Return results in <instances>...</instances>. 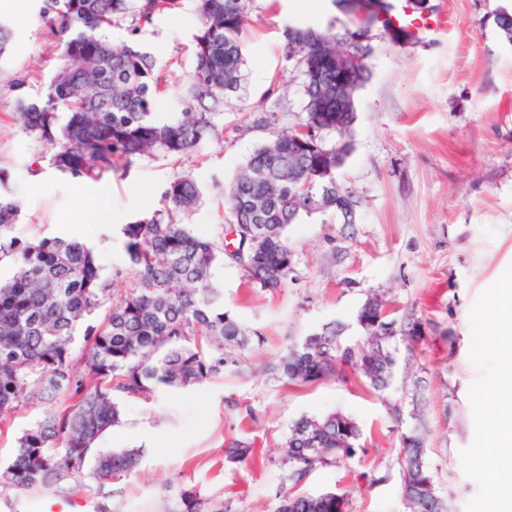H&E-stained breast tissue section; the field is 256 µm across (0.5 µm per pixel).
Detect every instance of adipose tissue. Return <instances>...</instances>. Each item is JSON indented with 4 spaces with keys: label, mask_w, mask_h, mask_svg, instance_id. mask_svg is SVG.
<instances>
[{
    "label": "adipose tissue",
    "mask_w": 512,
    "mask_h": 512,
    "mask_svg": "<svg viewBox=\"0 0 512 512\" xmlns=\"http://www.w3.org/2000/svg\"><path fill=\"white\" fill-rule=\"evenodd\" d=\"M496 329L494 347L502 358L504 376L501 387L487 396V402L495 412L492 424L494 452L487 460L496 463L495 451L504 443H512V278L502 285V294L494 313Z\"/></svg>",
    "instance_id": "adipose-tissue-1"
}]
</instances>
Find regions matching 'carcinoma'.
<instances>
[{"mask_svg": "<svg viewBox=\"0 0 512 512\" xmlns=\"http://www.w3.org/2000/svg\"><path fill=\"white\" fill-rule=\"evenodd\" d=\"M39 15L60 36L66 64L52 76L46 98L19 100L23 130L53 145V165L72 179L102 178L130 169L144 156L180 158L217 127L224 96L235 91L244 64L240 37L248 0H197L202 23L194 36L193 70L187 79V108L175 121L156 117L161 87L155 59L127 43L117 46L107 32L130 12L140 27L181 0H37ZM288 60L304 77L305 116L311 145L274 131L224 191L236 238L195 234L173 218L193 209L201 190L176 175L162 193L161 208L149 218L122 225L137 284L112 289L92 250L65 236L21 238L15 234L19 203L0 168V264L13 269L0 280V418L23 406L51 405L64 394L73 404L49 411L18 438L11 462L0 469V488L38 493L80 475L88 466L100 480L130 473L137 449L104 453L97 445L121 422L119 397L150 399L162 387L204 384L240 364L239 351L252 332L224 311L213 268L231 259L242 266L252 288L275 290L288 282L292 251L288 225L303 216L354 202L336 182L351 150L355 93L369 78L371 44L349 48L333 27L286 29ZM352 50L358 71L344 82L317 73L315 52ZM85 326V348H72ZM376 336L382 351L361 352L342 344L336 327L307 336L281 358L277 372L287 382H319L349 367L376 390L389 385L396 364L394 321L382 319ZM361 436L342 413L303 416L285 442L281 465L292 487L318 464L349 458ZM243 462L251 445L225 449ZM421 439L401 436L404 499L409 512H443L434 475L423 461ZM345 497L334 491L286 492L277 512H343ZM171 512H235L230 503L184 492Z\"/></svg>", "mask_w": 512, "mask_h": 512, "instance_id": "cac0c4a2", "label": "carcinoma"}]
</instances>
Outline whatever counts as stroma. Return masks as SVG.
<instances>
[{
  "label": "stroma",
  "instance_id": "stroma-1",
  "mask_svg": "<svg viewBox=\"0 0 512 512\" xmlns=\"http://www.w3.org/2000/svg\"><path fill=\"white\" fill-rule=\"evenodd\" d=\"M502 8L512 11V0H422L420 15L444 10L455 19L424 42L398 43L373 28L371 77L357 93L352 150L336 174L357 202L354 222L328 211L289 225L293 264L284 287H248L229 259L216 268L225 311L255 336L240 366L201 386L123 400V423L101 448L140 449L131 473L102 485L87 477L65 495L5 490L0 512H48L63 501L68 512H168L187 490L230 501L236 512H276L290 488L280 458L291 425L334 412L359 425L356 452L317 467L302 491L345 494V512H407L397 450L402 435L416 430L446 512H495L496 470L481 453L494 419L484 398L502 382L485 332L496 285L512 272V43L494 21ZM0 20L14 31L0 56V167L21 205L16 232L95 236L104 275L125 272L119 291L134 282L120 228L159 209L175 174L202 190L181 222L221 236L231 220L224 189L271 130L295 127L306 97L286 55V29L331 26L341 34L352 25L333 0H251L241 37L244 79L224 99L217 134L190 155L145 157L126 173L94 181L58 173L54 147L18 119L20 98L44 96L64 63L56 33L35 0L20 13L12 0H0ZM132 25L121 20L110 41L132 40L150 53L164 76L156 112L182 111L200 27L195 0H182L135 40ZM97 189L110 193L112 221L82 223L79 195ZM372 294L392 309L398 334L387 389L374 390L350 369L311 385L277 379L273 367L288 349L326 324H342V340L364 346L356 316ZM414 324L421 340L403 335ZM46 411L25 406L0 420L1 463ZM236 439L250 442L253 455L231 464L224 448Z\"/></svg>",
  "mask_w": 512,
  "mask_h": 512
}]
</instances>
